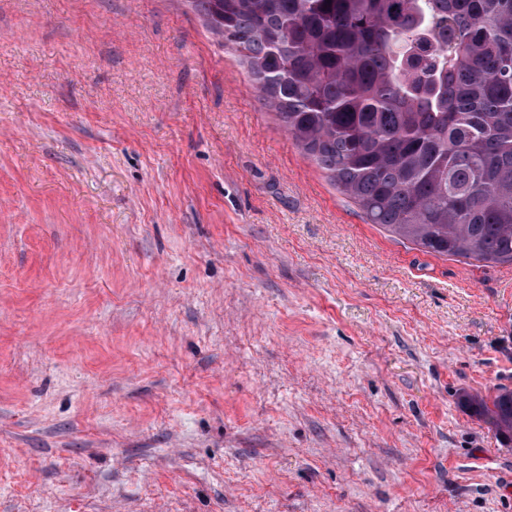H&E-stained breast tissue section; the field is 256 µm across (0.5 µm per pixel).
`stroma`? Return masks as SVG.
<instances>
[{
  "mask_svg": "<svg viewBox=\"0 0 512 512\" xmlns=\"http://www.w3.org/2000/svg\"><path fill=\"white\" fill-rule=\"evenodd\" d=\"M512 265L368 223L189 0H0V512H512ZM475 412L488 416L496 430L505 438H512V392L500 393L487 401L477 396H467Z\"/></svg>",
  "mask_w": 512,
  "mask_h": 512,
  "instance_id": "stroma-1",
  "label": "stroma"
}]
</instances>
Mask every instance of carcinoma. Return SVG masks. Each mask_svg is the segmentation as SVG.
<instances>
[{
    "label": "carcinoma",
    "instance_id": "obj_1",
    "mask_svg": "<svg viewBox=\"0 0 512 512\" xmlns=\"http://www.w3.org/2000/svg\"><path fill=\"white\" fill-rule=\"evenodd\" d=\"M371 224L512 265V0H192ZM512 438V392L467 397Z\"/></svg>",
    "mask_w": 512,
    "mask_h": 512
}]
</instances>
